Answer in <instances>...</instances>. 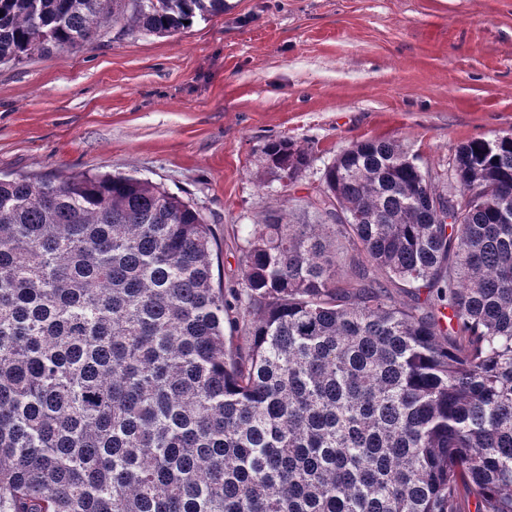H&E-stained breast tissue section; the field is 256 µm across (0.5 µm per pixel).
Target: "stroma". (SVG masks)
I'll return each mask as SVG.
<instances>
[{
	"instance_id": "obj_1",
	"label": "stroma",
	"mask_w": 512,
	"mask_h": 512,
	"mask_svg": "<svg viewBox=\"0 0 512 512\" xmlns=\"http://www.w3.org/2000/svg\"><path fill=\"white\" fill-rule=\"evenodd\" d=\"M510 135L512 0H226L172 36L0 64V175L162 184L211 224L228 289L238 228L303 211L351 144L395 139L444 175L461 143ZM279 138L314 156L291 186L261 169Z\"/></svg>"
}]
</instances>
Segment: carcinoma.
Masks as SVG:
<instances>
[{"label":"carcinoma","instance_id":"obj_1","mask_svg":"<svg viewBox=\"0 0 512 512\" xmlns=\"http://www.w3.org/2000/svg\"><path fill=\"white\" fill-rule=\"evenodd\" d=\"M225 2L0 0V63ZM321 182L244 228L230 304L162 186L0 179V512H512V136L446 181L366 139Z\"/></svg>","mask_w":512,"mask_h":512}]
</instances>
